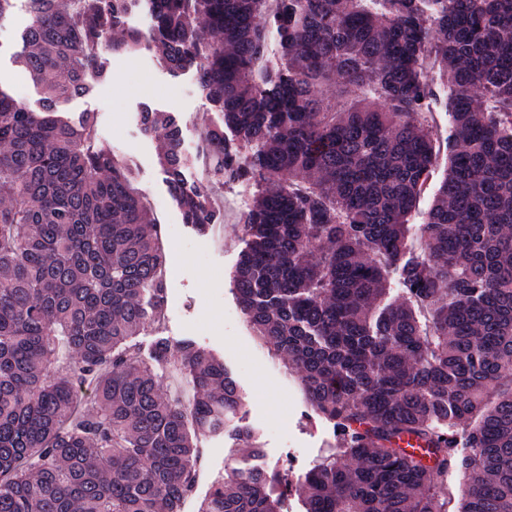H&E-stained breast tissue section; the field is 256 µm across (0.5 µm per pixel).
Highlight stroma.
<instances>
[{"label": "stroma", "mask_w": 512, "mask_h": 512, "mask_svg": "<svg viewBox=\"0 0 512 512\" xmlns=\"http://www.w3.org/2000/svg\"><path fill=\"white\" fill-rule=\"evenodd\" d=\"M21 41L15 28L0 33V90L32 110H39L42 91L21 78L15 57ZM110 76L95 83L81 98L62 101L60 116L77 120L90 112L98 133L129 166L134 186L148 199L162 226L172 227L174 238H162L173 270L167 282L168 304L154 331L138 336L139 357L148 359L155 336L177 342L195 341L220 357L244 393L242 424L261 436V456L221 435L202 440L199 493L221 479L227 467L275 468L287 472L291 453L302 452L306 467L315 466L333 448L338 436L332 423L316 415L305 398L299 375L282 357L262 343L247 326L233 289L232 274L247 238L240 229L257 192L254 180L225 182L217 192L224 197L218 231H198L187 224L159 164L161 142L146 135L140 114L150 109L168 112L180 120V147L189 162L183 170L187 184L199 183L201 129L221 124V112L201 91L195 69L172 75L147 44L133 55L109 58Z\"/></svg>", "instance_id": "stroma-1"}]
</instances>
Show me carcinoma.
Segmentation results:
<instances>
[{
    "label": "carcinoma",
    "mask_w": 512,
    "mask_h": 512,
    "mask_svg": "<svg viewBox=\"0 0 512 512\" xmlns=\"http://www.w3.org/2000/svg\"><path fill=\"white\" fill-rule=\"evenodd\" d=\"M139 2L26 0L18 63L41 110L0 91V512H281L291 486L254 468L197 496L200 435L262 454L240 385L190 340L157 336L150 362L134 358L166 296L160 227L95 116L56 112L107 75L100 44L146 41L170 73L195 68L223 114L207 182L188 186L177 118L141 112L187 223L218 217L210 183L264 182L235 294L340 437L296 477L305 512H447L450 470L459 512H512V0H149L151 34L112 40ZM428 53L453 142L415 252L406 217L439 156ZM338 79L346 104L323 93ZM393 268L401 296L382 307ZM171 366L186 401L163 390Z\"/></svg>",
    "instance_id": "carcinoma-1"
}]
</instances>
